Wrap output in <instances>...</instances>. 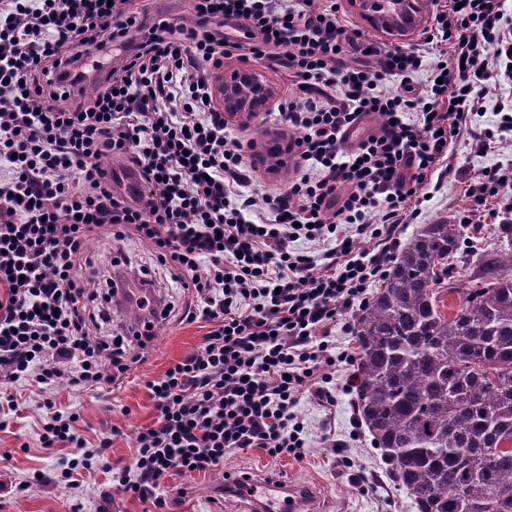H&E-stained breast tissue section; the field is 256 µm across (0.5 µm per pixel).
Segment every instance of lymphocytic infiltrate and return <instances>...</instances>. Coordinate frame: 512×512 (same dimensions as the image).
Listing matches in <instances>:
<instances>
[{"label":"lymphocytic infiltrate","instance_id":"f902f5d3","mask_svg":"<svg viewBox=\"0 0 512 512\" xmlns=\"http://www.w3.org/2000/svg\"><path fill=\"white\" fill-rule=\"evenodd\" d=\"M428 45H448L433 78L416 88L421 50L360 39L335 0H189L191 25L149 20L145 0H0V385L24 380L52 416L44 449H79L57 476L76 488L112 446L95 449L77 414L54 412L58 384L83 389L123 380L147 361L154 336L113 325L121 289L88 250L96 237L147 242L152 266H135L138 304L157 321L211 322L203 344L148 381L155 421L134 437L131 463L112 467L113 491L166 512L171 471L224 466L258 449L302 460L303 394L322 408L355 388L351 347L327 323L366 305L420 215V192L452 169L448 147L468 112L512 57L503 0H450ZM236 20L249 40L225 34ZM133 45L120 67L80 87L90 53ZM354 56L351 66L341 64ZM276 61L298 97L277 112L298 137L287 187L252 193L244 142L227 134L206 96L229 57ZM380 127L345 148L362 117ZM113 168H106V161ZM135 171L136 197L119 171ZM474 209L495 199L512 212V168L493 166L465 187ZM176 270L187 301L176 307L156 272ZM345 372L335 385L334 372Z\"/></svg>","mask_w":512,"mask_h":512}]
</instances>
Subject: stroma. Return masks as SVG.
<instances>
[{
	"mask_svg": "<svg viewBox=\"0 0 512 512\" xmlns=\"http://www.w3.org/2000/svg\"><path fill=\"white\" fill-rule=\"evenodd\" d=\"M512 101V82L503 81L498 94L484 99L481 108L468 117L470 130L490 134L487 152H471L467 144H459L448 156L454 170L452 177L432 190L423 199L417 223L403 225L401 241H408L417 224H428L441 218L456 222L466 215L471 202L464 194V178L474 171L497 164L512 166V137L497 136L494 112L500 103ZM233 130L248 127L254 146L247 152V160L254 164L257 190L284 187L279 169L263 161L265 146L271 139L288 143L293 132L283 124L279 115L260 113L249 122L229 120ZM211 325L206 321L188 324L159 325L156 346L148 361L133 370L128 378L97 389L58 387L54 399L56 408L63 413L79 414L77 424L80 435L88 445H96L108 436L112 446L105 460L93 463L91 471L82 473L78 488L53 485L52 477L60 471L63 458L72 456L69 448L49 454L40 448L38 435L48 415L43 408V393L36 388L16 384L13 392L18 398L17 410L6 412L8 426L0 431V512H72L76 503H83L84 512H99L102 501L100 490L108 484L105 463H129L133 450L131 437L141 426L154 422V401L146 387L147 381L163 375L173 363L183 359L204 341ZM336 408L318 407L310 396H303L297 408L307 424L310 448L303 462L284 459L270 463L264 453L252 450L246 453L229 452L224 456V467L206 475L184 477L173 474L167 481L172 493L170 512H248L246 501L221 498L219 489L225 477L251 474L260 478L276 476L286 481L315 485L317 505L321 512H416L406 490L398 485L381 458V452L363 423L357 422L350 406V397L338 394ZM334 431L344 442V454L327 447L322 441L325 431ZM44 473L47 484L18 493L14 483L34 473ZM186 495H179V488Z\"/></svg>",
	"mask_w": 512,
	"mask_h": 512,
	"instance_id": "35a3bbf8",
	"label": "stroma"
}]
</instances>
